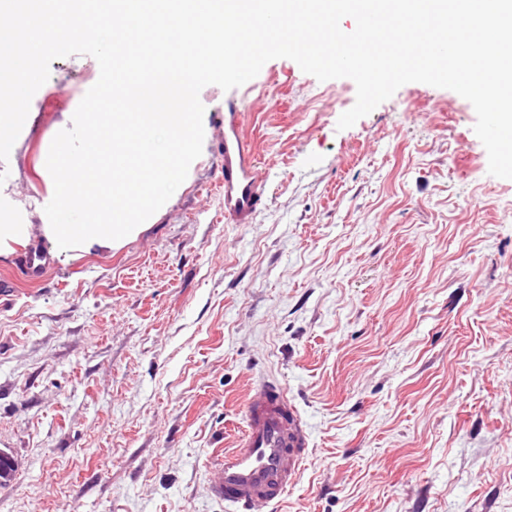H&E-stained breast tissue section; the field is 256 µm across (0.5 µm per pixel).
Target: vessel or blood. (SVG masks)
<instances>
[{
  "instance_id": "obj_1",
  "label": "vessel or blood",
  "mask_w": 512,
  "mask_h": 512,
  "mask_svg": "<svg viewBox=\"0 0 512 512\" xmlns=\"http://www.w3.org/2000/svg\"><path fill=\"white\" fill-rule=\"evenodd\" d=\"M224 141L217 187L224 218L249 224L265 203V179L257 150L243 129L237 98L224 101ZM310 435L276 383L263 381L248 394L245 426L234 447L216 455L209 491L227 512H267L294 485L310 456Z\"/></svg>"
}]
</instances>
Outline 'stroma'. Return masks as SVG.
Segmentation results:
<instances>
[{
	"label": "stroma",
	"mask_w": 512,
	"mask_h": 512,
	"mask_svg": "<svg viewBox=\"0 0 512 512\" xmlns=\"http://www.w3.org/2000/svg\"><path fill=\"white\" fill-rule=\"evenodd\" d=\"M97 70L54 60L0 161V223L34 227L0 276L47 256L0 297V512H225L209 464L259 379L310 434L275 512H512V179L471 103L408 83L341 131L354 82L270 60L238 91L254 223L224 220L209 85L172 197L136 239L63 260L39 231L46 158Z\"/></svg>",
	"instance_id": "1"
}]
</instances>
